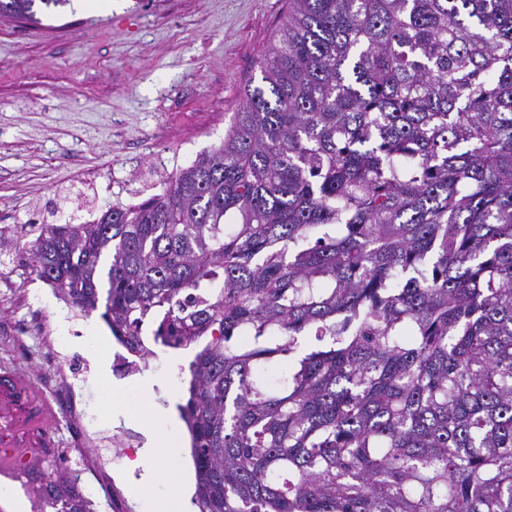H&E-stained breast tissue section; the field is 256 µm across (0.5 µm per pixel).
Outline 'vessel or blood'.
Here are the masks:
<instances>
[{
	"label": "vessel or blood",
	"mask_w": 512,
	"mask_h": 512,
	"mask_svg": "<svg viewBox=\"0 0 512 512\" xmlns=\"http://www.w3.org/2000/svg\"><path fill=\"white\" fill-rule=\"evenodd\" d=\"M54 411L39 387L13 371L0 373V472L27 461L28 449L41 447Z\"/></svg>",
	"instance_id": "obj_1"
}]
</instances>
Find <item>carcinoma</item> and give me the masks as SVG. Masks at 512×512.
<instances>
[{"label": "carcinoma", "instance_id": "carcinoma-1", "mask_svg": "<svg viewBox=\"0 0 512 512\" xmlns=\"http://www.w3.org/2000/svg\"><path fill=\"white\" fill-rule=\"evenodd\" d=\"M259 64L160 192L0 252L144 366L202 344L198 512H512V0H287Z\"/></svg>", "mask_w": 512, "mask_h": 512}]
</instances>
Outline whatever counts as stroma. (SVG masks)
<instances>
[{
  "label": "stroma",
  "mask_w": 512,
  "mask_h": 512,
  "mask_svg": "<svg viewBox=\"0 0 512 512\" xmlns=\"http://www.w3.org/2000/svg\"><path fill=\"white\" fill-rule=\"evenodd\" d=\"M285 0H120L105 13L73 5L37 6L40 25L0 19V226L87 221L89 208L136 203L159 191L173 171L224 139L246 84L261 81L258 60ZM0 294V321L30 309L55 313L58 299L34 275ZM56 345L74 371H86L81 399L98 429L135 433L138 449L112 457L125 512H147L166 485H144L135 462L149 434L164 437L193 469L183 421L141 417L186 399L195 347L158 348L156 363L117 375L122 347L100 318H82ZM47 337L0 335V369L41 383ZM122 387L124 409L106 394Z\"/></svg>",
  "instance_id": "stroma-1"
}]
</instances>
